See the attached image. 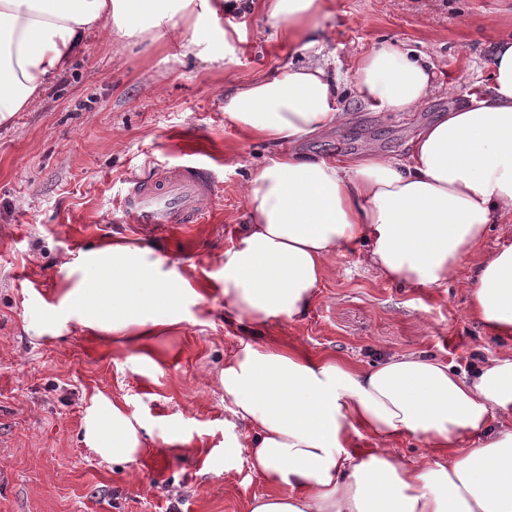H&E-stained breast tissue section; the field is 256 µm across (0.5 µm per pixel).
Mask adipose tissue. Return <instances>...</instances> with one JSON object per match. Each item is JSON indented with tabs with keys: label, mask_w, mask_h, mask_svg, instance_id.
<instances>
[{
	"label": "adipose tissue",
	"mask_w": 512,
	"mask_h": 512,
	"mask_svg": "<svg viewBox=\"0 0 512 512\" xmlns=\"http://www.w3.org/2000/svg\"><path fill=\"white\" fill-rule=\"evenodd\" d=\"M328 5L258 0L292 40ZM223 12L224 0H177L172 9L156 0H0V121L30 104L89 31L109 23L137 40L150 28L189 53ZM305 48L307 63L225 94L241 138L293 144L345 120L329 58L317 41ZM353 90L370 109L408 112L440 87L423 58L386 41L360 57ZM245 197L248 224L225 250L221 276L189 278L143 241H103L62 264L61 292L28 332L50 340L74 322L153 361L156 338L183 322L185 304L219 295L238 320L296 318L338 250L360 245L388 280L447 287L465 258L480 255L490 225L512 224V38L495 48L487 84L424 126L406 154H282L251 172ZM480 257L469 314L512 339V243ZM216 382L242 425L224 442V463L246 459L266 486L248 512H512V351L467 375L422 354L363 366L294 342L241 339ZM82 431L85 446L115 464L150 450L141 423L101 395ZM368 437L372 447H362ZM468 438L475 447H464ZM399 439L423 440L431 462H405L389 449Z\"/></svg>",
	"instance_id": "1"
}]
</instances>
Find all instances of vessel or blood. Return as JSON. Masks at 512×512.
I'll use <instances>...</instances> for the list:
<instances>
[{"label":"vessel or blood","instance_id":"vessel-or-blood-1","mask_svg":"<svg viewBox=\"0 0 512 512\" xmlns=\"http://www.w3.org/2000/svg\"><path fill=\"white\" fill-rule=\"evenodd\" d=\"M221 181L215 164L194 159L155 168L151 177H130L117 211L134 228L168 231L209 223Z\"/></svg>","mask_w":512,"mask_h":512}]
</instances>
